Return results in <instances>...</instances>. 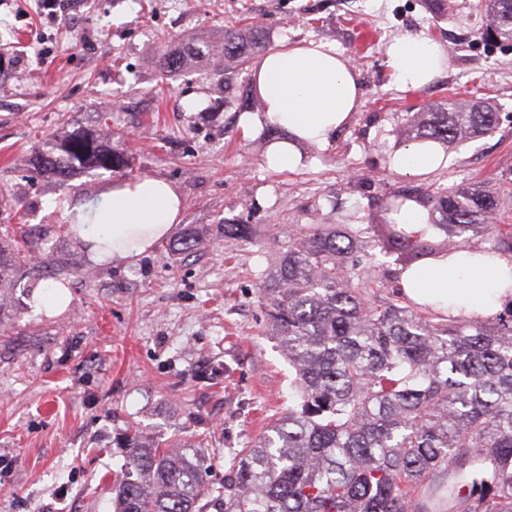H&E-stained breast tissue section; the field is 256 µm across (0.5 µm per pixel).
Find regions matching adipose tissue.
<instances>
[{
	"label": "adipose tissue",
	"mask_w": 512,
	"mask_h": 512,
	"mask_svg": "<svg viewBox=\"0 0 512 512\" xmlns=\"http://www.w3.org/2000/svg\"><path fill=\"white\" fill-rule=\"evenodd\" d=\"M387 54L404 90L426 86L448 64L440 43L422 34L394 40ZM254 78L264 109L244 114L240 125L247 136L266 124L288 132V140L271 144L268 151V162L277 170L299 167L297 142L327 144L363 103L353 63L327 43L279 45L261 58ZM390 165L397 173L422 176L443 167L444 161L436 144L413 142L398 149ZM183 209L175 184L146 177L113 181L95 199L66 204L64 214L74 218L73 230L93 259L103 261L147 253L180 223ZM401 282L410 300L444 315L491 316L512 303V256L461 251L404 271Z\"/></svg>",
	"instance_id": "adipose-tissue-1"
}]
</instances>
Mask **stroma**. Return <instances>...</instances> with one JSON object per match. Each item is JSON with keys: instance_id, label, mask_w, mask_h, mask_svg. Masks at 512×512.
Returning a JSON list of instances; mask_svg holds the SVG:
<instances>
[{"instance_id": "35a3bbf8", "label": "stroma", "mask_w": 512, "mask_h": 512, "mask_svg": "<svg viewBox=\"0 0 512 512\" xmlns=\"http://www.w3.org/2000/svg\"><path fill=\"white\" fill-rule=\"evenodd\" d=\"M477 0H448L436 21L426 0H0V237L28 235L25 276L65 279L61 312L27 303L0 324V512H110L126 465L112 440L128 426L161 440L209 431L205 480L221 485L236 453L285 413L295 373L269 335L259 273L299 224L371 223L403 187H497L498 223L512 225V43L480 37ZM260 23L269 47L315 40L350 57L364 104L302 165L274 170L239 126L252 81L232 94L224 72L193 61L162 79L166 50L205 48L227 26ZM424 34L448 67L430 85L400 89L386 50ZM493 102L499 128L453 149L424 177L392 171L394 131L411 108L452 95ZM93 132L121 154L119 171L35 160L44 139ZM178 185L180 224L132 259L92 260L60 204L91 200L115 179ZM241 220L252 241L224 237ZM203 237L186 254L185 229Z\"/></svg>"}]
</instances>
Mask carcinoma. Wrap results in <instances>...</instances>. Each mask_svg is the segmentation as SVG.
<instances>
[{"instance_id": "1", "label": "carcinoma", "mask_w": 512, "mask_h": 512, "mask_svg": "<svg viewBox=\"0 0 512 512\" xmlns=\"http://www.w3.org/2000/svg\"><path fill=\"white\" fill-rule=\"evenodd\" d=\"M482 37L512 42V0H480ZM257 22L224 30V84L243 72L264 40ZM163 75L187 65L164 51ZM496 107L452 97L412 113L403 143L456 148L493 132ZM42 156L65 178L74 168L114 170L121 156L92 133L51 144ZM413 201L428 213L414 234L389 218ZM498 192L481 183L411 188L381 199L376 222L302 224L259 287L271 335L294 369L295 405L266 436L237 454L224 489L203 480L206 434L162 443L134 428L117 444L128 467L112 486L113 512H512V305L485 317L434 318L407 298L400 273L351 255L378 247L405 271L471 248L512 255V226L495 223ZM248 224L224 238L250 239ZM27 265L0 245L4 282Z\"/></svg>"}]
</instances>
